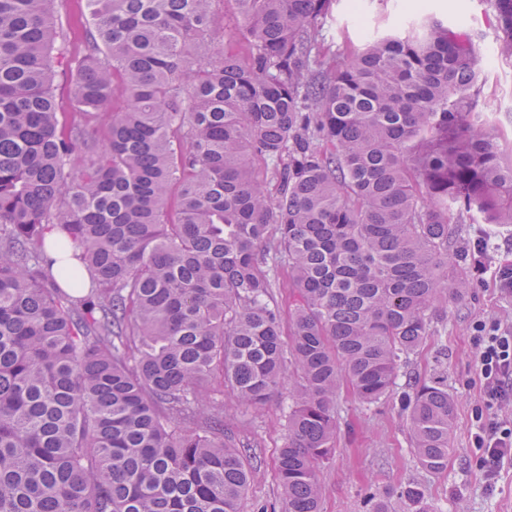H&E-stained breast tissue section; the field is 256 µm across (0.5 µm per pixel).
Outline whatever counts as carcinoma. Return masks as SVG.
<instances>
[{
  "mask_svg": "<svg viewBox=\"0 0 512 512\" xmlns=\"http://www.w3.org/2000/svg\"><path fill=\"white\" fill-rule=\"evenodd\" d=\"M55 2L0 0V512H241L252 445L215 384L259 409L292 382L282 512H321L344 386L398 397L418 464L445 470L448 380L406 359L482 262L450 225L512 224L472 38L413 20L324 62L333 0H231L243 62L201 52L217 0H87L61 128ZM487 2L511 59L512 0ZM424 498L408 484L369 512ZM276 288H273L274 297L278 301L282 312V334L285 342L288 341L290 330V309L292 298L288 290V268L279 267L276 271Z\"/></svg>",
  "mask_w": 512,
  "mask_h": 512,
  "instance_id": "obj_1",
  "label": "carcinoma"
}]
</instances>
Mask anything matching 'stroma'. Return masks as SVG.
<instances>
[{
    "label": "stroma",
    "mask_w": 512,
    "mask_h": 512,
    "mask_svg": "<svg viewBox=\"0 0 512 512\" xmlns=\"http://www.w3.org/2000/svg\"><path fill=\"white\" fill-rule=\"evenodd\" d=\"M54 11L71 60L79 59L90 23L86 0H56ZM413 12L452 29L464 27L479 54L496 49L498 29L486 0H367L361 14L350 8L348 0H335L326 52L343 55L361 50L369 29L398 30ZM478 111L497 136L502 161L512 162V60L501 57L494 67L484 68ZM511 263L512 226H504L490 240L466 302L449 304L444 334L429 337L410 357L409 369L419 378H430L441 369L448 373L456 431L447 469L432 473L417 463L397 400L389 398L370 406L343 392L338 451L319 473L322 512H367L371 488L388 493L409 483L424 490L430 512H512V464L502 468L494 487H487L471 439L473 416L483 404L473 325L487 318L512 322V293L497 288L495 280L498 267ZM215 398L222 402L224 421L235 436L257 445V473L242 503L243 512H255L263 504L280 506L281 490L272 462L277 448L288 440L289 386H281L258 412L237 406L226 392L216 393Z\"/></svg>",
    "instance_id": "obj_1"
}]
</instances>
